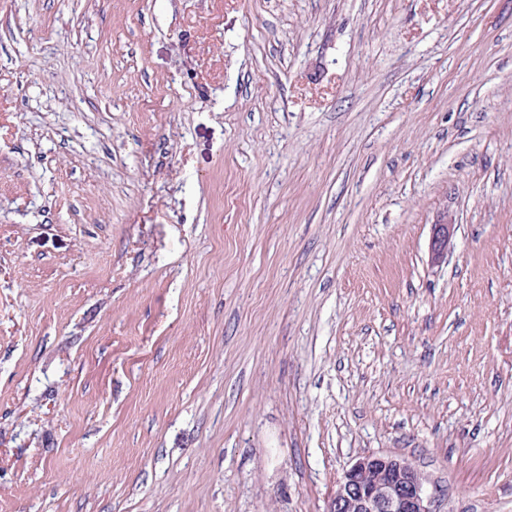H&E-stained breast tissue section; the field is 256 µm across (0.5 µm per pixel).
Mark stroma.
I'll use <instances>...</instances> for the list:
<instances>
[{
	"label": "stroma",
	"instance_id": "35a3bbf8",
	"mask_svg": "<svg viewBox=\"0 0 512 512\" xmlns=\"http://www.w3.org/2000/svg\"><path fill=\"white\" fill-rule=\"evenodd\" d=\"M372 453L512 512V0H0V512ZM454 224L443 222L442 224L434 225L433 235L430 243L431 259L439 263L448 254V242L454 234Z\"/></svg>",
	"mask_w": 512,
	"mask_h": 512
}]
</instances>
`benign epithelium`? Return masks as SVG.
I'll return each instance as SVG.
<instances>
[{
  "label": "benign epithelium",
  "mask_w": 512,
  "mask_h": 512,
  "mask_svg": "<svg viewBox=\"0 0 512 512\" xmlns=\"http://www.w3.org/2000/svg\"><path fill=\"white\" fill-rule=\"evenodd\" d=\"M455 226L434 225L431 259L448 254ZM425 475L407 461L384 454L358 457L338 480L327 512H432L424 494Z\"/></svg>",
  "instance_id": "1"
}]
</instances>
